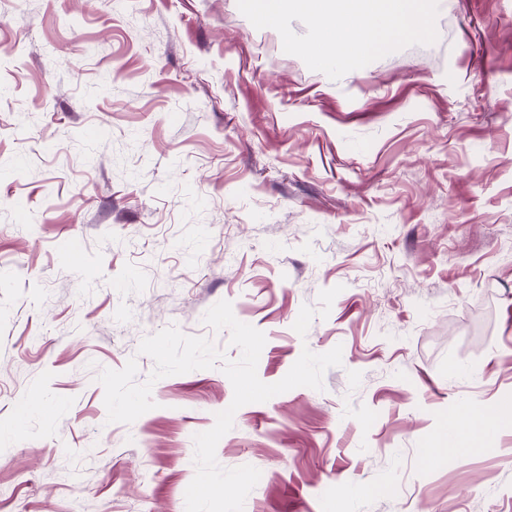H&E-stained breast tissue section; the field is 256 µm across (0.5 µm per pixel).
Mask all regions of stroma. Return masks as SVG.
Here are the masks:
<instances>
[{
  "instance_id": "1",
  "label": "stroma",
  "mask_w": 512,
  "mask_h": 512,
  "mask_svg": "<svg viewBox=\"0 0 512 512\" xmlns=\"http://www.w3.org/2000/svg\"><path fill=\"white\" fill-rule=\"evenodd\" d=\"M436 29L335 82L237 0H0V512H185L231 382L162 378L123 424L97 376L144 382L171 325L238 359L222 300L265 383L343 348L235 413L243 512H512V0ZM471 406L481 449L423 461Z\"/></svg>"
}]
</instances>
